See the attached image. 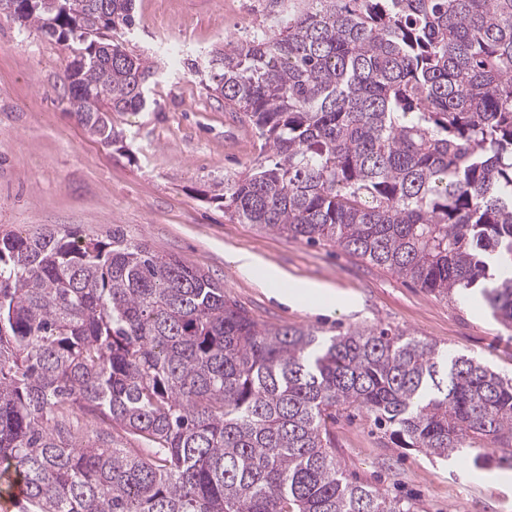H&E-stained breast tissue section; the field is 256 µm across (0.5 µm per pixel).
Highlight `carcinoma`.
Returning <instances> with one entry per match:
<instances>
[{
	"instance_id": "1",
	"label": "carcinoma",
	"mask_w": 512,
	"mask_h": 512,
	"mask_svg": "<svg viewBox=\"0 0 512 512\" xmlns=\"http://www.w3.org/2000/svg\"><path fill=\"white\" fill-rule=\"evenodd\" d=\"M16 2L71 46L82 114L146 107L152 66L114 43L107 67L89 34L133 26L134 0ZM271 3L277 30L207 60L270 150L224 178V209L442 299L477 289L512 328V0ZM338 408L439 459L512 444V378L472 357L261 323L118 230L0 235V493L22 484L19 512H414L345 476Z\"/></svg>"
}]
</instances>
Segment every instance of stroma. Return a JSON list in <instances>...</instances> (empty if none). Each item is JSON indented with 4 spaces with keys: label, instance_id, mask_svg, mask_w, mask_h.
Returning a JSON list of instances; mask_svg holds the SVG:
<instances>
[{
    "label": "stroma",
    "instance_id": "35a3bbf8",
    "mask_svg": "<svg viewBox=\"0 0 512 512\" xmlns=\"http://www.w3.org/2000/svg\"><path fill=\"white\" fill-rule=\"evenodd\" d=\"M134 15L133 28H117L112 40L154 63L152 104L115 115L122 151L69 115L63 94L70 50L0 15V232L104 238L119 229L159 255L200 267L260 322L330 334L391 328L512 377V330L486 306L435 297L331 242L237 223L207 199L225 177L250 167L262 141L225 110L194 67L213 47L271 26L270 0H135ZM240 252L258 257L260 267L335 288L336 303L277 297L262 277L233 263ZM328 428L349 480L406 499L415 512H512V447L478 461H443L396 447L353 408L337 412Z\"/></svg>",
    "mask_w": 512,
    "mask_h": 512
}]
</instances>
